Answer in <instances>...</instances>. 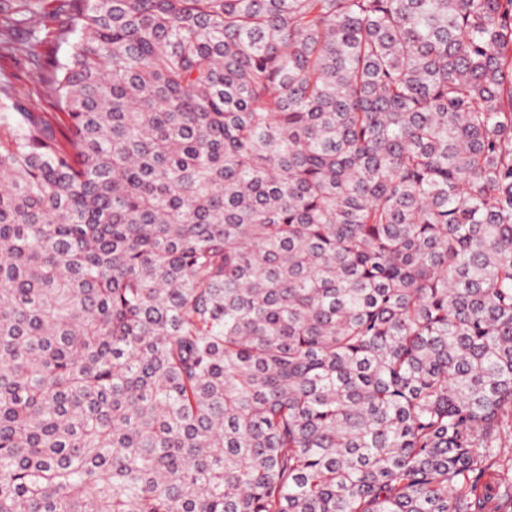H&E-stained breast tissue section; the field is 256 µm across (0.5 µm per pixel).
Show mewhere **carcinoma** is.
<instances>
[{"label":"carcinoma","instance_id":"1","mask_svg":"<svg viewBox=\"0 0 512 512\" xmlns=\"http://www.w3.org/2000/svg\"><path fill=\"white\" fill-rule=\"evenodd\" d=\"M69 2L0 512H512V0Z\"/></svg>","mask_w":512,"mask_h":512}]
</instances>
